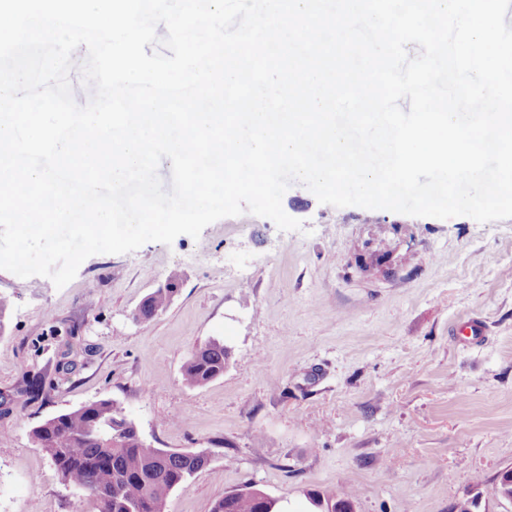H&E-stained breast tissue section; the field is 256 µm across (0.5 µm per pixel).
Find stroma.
<instances>
[{"mask_svg": "<svg viewBox=\"0 0 512 512\" xmlns=\"http://www.w3.org/2000/svg\"><path fill=\"white\" fill-rule=\"evenodd\" d=\"M302 230L245 213L199 238L87 258L56 288L0 270V512H93L31 438L44 420L119 403L158 448L208 449L166 512L253 487L292 503L354 492L355 512H512V218L414 217L282 199ZM180 274L166 310L142 300ZM219 339L221 377L183 366ZM38 382L40 394L28 390ZM224 342L212 339L194 350L183 367V378L190 387L208 385L224 373L228 353Z\"/></svg>", "mask_w": 512, "mask_h": 512, "instance_id": "35a3bbf8", "label": "stroma"}]
</instances>
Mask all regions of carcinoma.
<instances>
[{
    "instance_id": "cac0c4a2",
    "label": "carcinoma",
    "mask_w": 512,
    "mask_h": 512,
    "mask_svg": "<svg viewBox=\"0 0 512 512\" xmlns=\"http://www.w3.org/2000/svg\"><path fill=\"white\" fill-rule=\"evenodd\" d=\"M171 302L169 290L155 289L141 305L149 320ZM228 353L224 342L212 339L194 350L183 367L190 387L208 385L224 374ZM123 409L111 399H99L68 410L32 430L60 480L90 497L97 512H165L172 491L185 484L207 463V450L155 448L139 438L132 423L117 429ZM354 493L339 499L308 493L319 512H353ZM277 501L247 487L214 501L211 512H276Z\"/></svg>"
}]
</instances>
